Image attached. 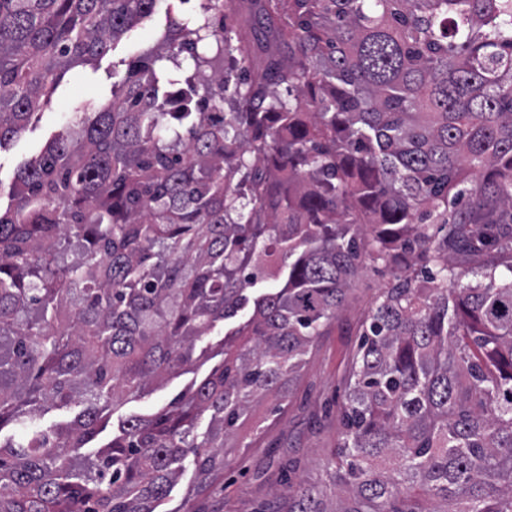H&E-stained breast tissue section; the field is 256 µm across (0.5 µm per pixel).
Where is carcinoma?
Here are the masks:
<instances>
[{
	"mask_svg": "<svg viewBox=\"0 0 512 512\" xmlns=\"http://www.w3.org/2000/svg\"><path fill=\"white\" fill-rule=\"evenodd\" d=\"M158 2L0 0V147ZM367 258L395 280L328 480L276 512H512V0L167 8L0 208V512H160L188 458L180 512H224L228 441L286 399ZM219 324L199 384L99 442Z\"/></svg>",
	"mask_w": 512,
	"mask_h": 512,
	"instance_id": "obj_1",
	"label": "carcinoma"
}]
</instances>
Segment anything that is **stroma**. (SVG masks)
Instances as JSON below:
<instances>
[{
	"label": "stroma",
	"mask_w": 512,
	"mask_h": 512,
	"mask_svg": "<svg viewBox=\"0 0 512 512\" xmlns=\"http://www.w3.org/2000/svg\"><path fill=\"white\" fill-rule=\"evenodd\" d=\"M165 26L166 5L159 0L153 16L122 35L105 55L66 73L50 104L33 117L22 136L0 147L1 199L9 194L14 172L37 156L54 134L111 101L112 88L123 78L128 61L153 46ZM393 279V272L381 263L365 260L344 310L314 341L287 400L269 396L254 405L251 422L238 438L233 469L224 479L227 512H256L283 478H322V465L339 444V404L348 363L360 343L358 320ZM210 368V363L198 364L194 371L125 405L123 414L157 411Z\"/></svg>",
	"instance_id": "35a3bbf8"
}]
</instances>
